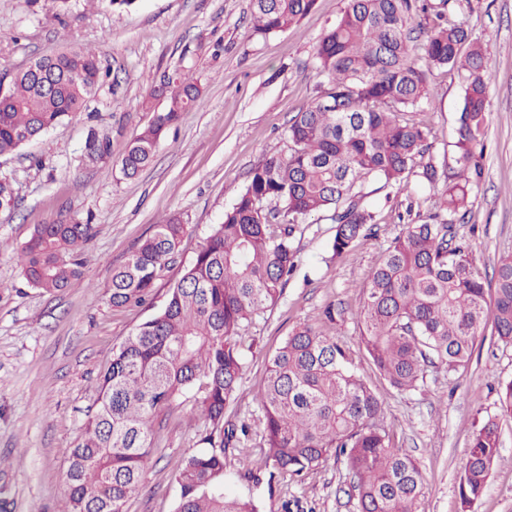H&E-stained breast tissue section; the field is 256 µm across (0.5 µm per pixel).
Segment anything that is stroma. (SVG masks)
I'll use <instances>...</instances> for the list:
<instances>
[{"mask_svg":"<svg viewBox=\"0 0 512 512\" xmlns=\"http://www.w3.org/2000/svg\"><path fill=\"white\" fill-rule=\"evenodd\" d=\"M344 6L345 0H316L297 25L264 36L253 29L252 0H137L122 11L107 0H0V81L10 82L33 58L69 46L100 50L108 69L81 119L0 158V178L11 183L15 197L14 209L0 212V512H60L68 457L97 407L113 346L164 308L252 169L270 155L287 154L290 120L315 102L322 82L314 48ZM456 20L483 43L491 69L484 179L455 227L488 274L501 254L512 252V0H472ZM184 70L197 79L201 104L166 131L151 164L135 178L122 177L119 164L131 139L166 109L155 87ZM428 81L432 109L409 118L433 131L428 157L443 172L453 160L464 92L457 73L446 68L431 69ZM92 132L109 144L94 164L83 157ZM436 192L413 180L399 190L365 183L360 202L377 211V224L337 259L331 256L335 226L327 218L312 217L298 236L296 272L239 338L245 369L229 418L248 422L251 430L243 448L225 457L229 495L258 500L262 512H356L340 462L273 479L258 469L264 447L257 395L267 360L294 327L335 301L345 310L336 336L355 371L384 401V425L395 444L421 465L426 512H460L457 484L474 423L490 416L501 428L500 448L473 512H512V415L498 402L500 387L512 381V346L484 336L466 375L432 371L423 390L400 393L360 343L354 313L363 285L390 240L410 223V211L430 214ZM173 214L187 232L150 304L112 306L113 267L153 224ZM69 217L93 226L82 278L54 294L31 288L17 261L19 247L36 225ZM204 428L192 405L165 412L142 487L125 512H174L176 473Z\"/></svg>","mask_w":512,"mask_h":512,"instance_id":"35a3bbf8","label":"stroma"}]
</instances>
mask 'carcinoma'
<instances>
[{
  "instance_id": "carcinoma-1",
  "label": "carcinoma",
  "mask_w": 512,
  "mask_h": 512,
  "mask_svg": "<svg viewBox=\"0 0 512 512\" xmlns=\"http://www.w3.org/2000/svg\"><path fill=\"white\" fill-rule=\"evenodd\" d=\"M315 2L253 0L254 31L287 30ZM470 2L347 0L316 45V69L326 86L291 118L288 156H270L252 170L165 308L112 349L98 407L71 452L61 512H124L141 486L156 418L187 400L206 429L201 448L176 474L175 512H260L256 501L224 492L226 452L249 431L246 423L225 419L245 367L237 337L282 294L297 266L296 234L310 217L326 213L336 224L332 257L338 258L377 224L376 212L355 200L357 187L372 180L400 189L412 176L431 185L438 180L433 162L416 169L417 157L432 147L431 129L404 119L406 112L433 106L432 66L456 71L464 85L455 167L445 175L429 220L404 225L371 273L355 314L361 342L400 393L423 387L430 366L463 375L488 327L497 341L512 344V254L493 267L490 300L453 229L484 175L490 68L480 41L452 20ZM106 76L96 49L61 50L17 72L0 90V156L81 118ZM168 85L166 111L153 115L122 158L126 177L146 167L166 128L201 102L192 74L171 77ZM107 152L106 141H86L88 161ZM91 231L92 225L73 218L36 226L18 253L28 285L51 294L81 277L82 246ZM185 231L177 215L153 225L112 270V306L146 301ZM343 315L341 306L329 303L320 321L334 328ZM260 405L269 479L298 475L333 457L350 477L358 512H425L419 463L392 443L382 424L385 403L354 371L335 335L311 322L296 326L268 362ZM499 447V424L487 417L473 434L459 477L461 512H471L485 493Z\"/></svg>"
}]
</instances>
